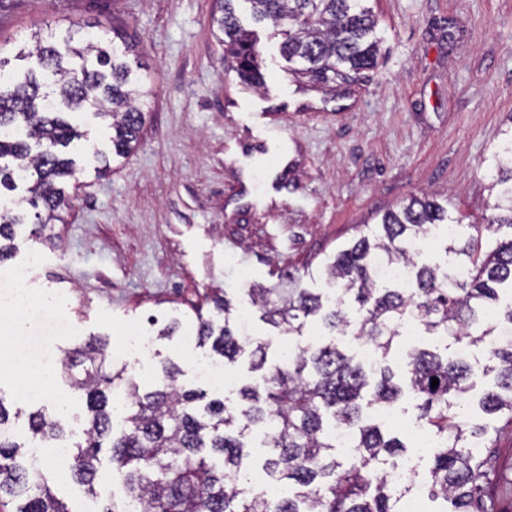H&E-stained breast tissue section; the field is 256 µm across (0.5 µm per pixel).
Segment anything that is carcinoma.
Wrapping results in <instances>:
<instances>
[{
  "mask_svg": "<svg viewBox=\"0 0 512 512\" xmlns=\"http://www.w3.org/2000/svg\"><path fill=\"white\" fill-rule=\"evenodd\" d=\"M236 0H219L211 27L224 35V60L239 76L262 78L257 40L235 14ZM256 24H270L280 52L314 81L375 65L379 51L378 18L368 0H244ZM44 45L16 59L36 57L38 69L14 75L0 85V262L20 251L17 227L27 223L23 204L36 209L31 234L46 240L48 226L62 219L67 205L61 183L74 177L77 161L70 146L87 138L73 114L89 111L111 130L112 153L133 152L145 115L137 102L147 91L131 78L128 64L112 50L87 42L83 48ZM503 190L491 205L485 229H512V128L503 132L493 155ZM30 196L14 198L18 185ZM461 224L448 208L428 197H413L384 213L322 267L307 272L325 280L317 291L301 278L283 273L279 286L248 288L261 319L281 336H303L308 322L320 320L328 335L351 336L371 347L379 378L333 341L297 345L279 362L267 364L272 341L243 337L241 317L228 292H214L212 309H193L199 346L211 349L226 365L250 358L262 372L263 387L244 385L239 400L212 399L186 389L182 368L171 361L160 381L143 386L135 370L114 359L110 340L92 336L65 353L63 374L86 400L83 437L70 448L68 470L95 493L100 454L110 451L112 474L126 486L137 512H396L383 462L397 465L405 445L363 420V410L389 409L408 396L418 422L439 438L425 489L451 503V512H486L485 498L495 471L493 457L480 455L478 440L490 438L487 426L466 428L459 408L466 399L471 368L461 360L400 345L403 325L414 320L418 334L452 336L485 346L495 363L496 389L481 400L483 410L512 422V339L489 341L499 328L512 331V299L501 304L498 287L512 289V238L483 252L479 237L459 230L444 235L445 254L455 256V272L418 266L413 246L440 225ZM401 265L411 273L410 287L389 288L381 267ZM403 363L406 384L393 382L388 358ZM439 384L431 388V379ZM265 434L262 467L288 494L273 498L237 482L252 456L246 437ZM30 441L61 440V420L36 409L28 414ZM352 435L353 453L336 456L333 432ZM26 444L14 437L10 412L0 396V496L17 501L15 512H69L38 466L26 460Z\"/></svg>",
  "mask_w": 512,
  "mask_h": 512,
  "instance_id": "1",
  "label": "carcinoma"
}]
</instances>
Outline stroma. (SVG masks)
Masks as SVG:
<instances>
[{"instance_id":"35a3bbf8","label":"stroma","mask_w":512,"mask_h":512,"mask_svg":"<svg viewBox=\"0 0 512 512\" xmlns=\"http://www.w3.org/2000/svg\"><path fill=\"white\" fill-rule=\"evenodd\" d=\"M380 53L373 68L316 82L295 74L268 30L256 27L264 79L244 84L212 29L214 0H0V52L27 68L19 50L91 34L127 52L149 91L146 122L129 156L98 174L94 150L107 131L91 114L77 120L79 174L65 186L69 208L55 245L34 241L0 262L11 271L34 254L27 290L61 305L78 325L62 350L90 335L124 343L136 324L152 343L137 373L152 383L163 359L183 384L201 387L189 316L212 289L251 311L249 285L268 287L282 272L304 276L358 238L365 225L411 196L435 195L466 224L485 223L493 155L512 126V0H371ZM182 319L178 335L153 339L155 324ZM473 388L461 412L486 424L496 461L490 495L512 512V425L484 414L478 400L494 384L483 347L468 350ZM0 397L24 430L44 408L79 436L84 396L64 378L52 393L22 394L0 372ZM35 454L69 512L94 503L51 451Z\"/></svg>"}]
</instances>
